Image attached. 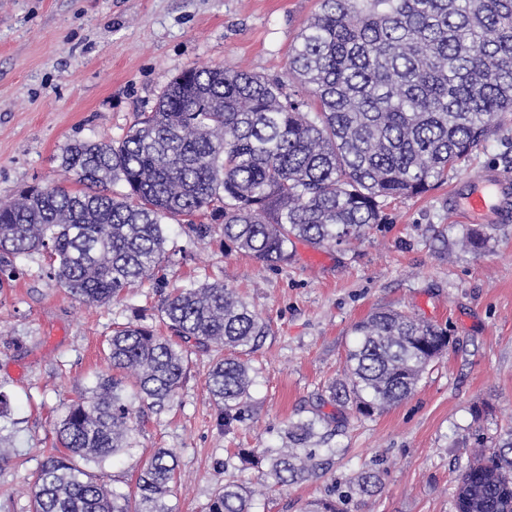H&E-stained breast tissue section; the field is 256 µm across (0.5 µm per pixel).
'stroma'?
Listing matches in <instances>:
<instances>
[{
	"mask_svg": "<svg viewBox=\"0 0 512 512\" xmlns=\"http://www.w3.org/2000/svg\"><path fill=\"white\" fill-rule=\"evenodd\" d=\"M317 9V0H0V204L34 184L77 190L62 177L63 149L121 140L184 68L229 64L296 88L288 52ZM481 170L512 177V112L447 181L386 201L384 223L351 244H296L281 267L236 251L222 225L198 238L171 219L163 282L88 306L58 287L46 255L16 258L13 285L0 291V390L11 399L0 420L9 450L0 512H30V488L58 446L55 425L107 375L102 348L113 330L136 319L158 325L172 289L214 281L267 324L257 349L242 355L253 383L240 420L224 424L206 385L210 358L193 354L174 399L135 415L130 451L95 466L108 489L128 492L164 448L180 473L173 512H205L233 481L255 490L253 512H303L346 496L362 473L376 474L380 488L349 500L347 512H456L474 432L493 444L512 434V220L475 254L462 245L467 224L448 211L449 191ZM378 308L446 327L452 347L408 399L311 439L319 467L306 480L279 486L264 467L239 470L237 449L285 447L290 422L333 413L327 387L343 376L350 329ZM482 405L491 413L478 422Z\"/></svg>",
	"mask_w": 512,
	"mask_h": 512,
	"instance_id": "stroma-1",
	"label": "stroma"
}]
</instances>
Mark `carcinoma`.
<instances>
[{
    "instance_id": "obj_1",
    "label": "carcinoma",
    "mask_w": 512,
    "mask_h": 512,
    "mask_svg": "<svg viewBox=\"0 0 512 512\" xmlns=\"http://www.w3.org/2000/svg\"><path fill=\"white\" fill-rule=\"evenodd\" d=\"M301 91L233 66L182 70L118 142L76 141L61 168L84 186H32L0 206V289L9 257L44 252L59 286L106 305L170 259L166 218L203 215L198 237L223 225L224 240L268 266L314 248L360 239L382 222L388 198L421 196L457 169L512 112V0H319L288 52ZM121 183L116 191L113 185ZM493 224L469 229L464 246L486 248ZM171 332L129 322L107 339L112 377L70 404L56 428L63 452L41 466L31 512H172V452L158 450L127 494L109 491L79 465L125 449L133 401L172 400L189 369L184 342L220 357L209 393L229 426L246 404L250 367L238 354L267 325L221 282L173 290L161 308ZM344 378L328 386L339 407L371 417L408 398L449 350L448 330L380 308L355 323ZM317 420L288 425L290 448L238 450L274 483L308 478L317 463L304 444ZM378 478L359 476L366 495ZM253 492L229 482L207 512H252ZM457 512H512V440L482 453L460 477Z\"/></svg>"
}]
</instances>
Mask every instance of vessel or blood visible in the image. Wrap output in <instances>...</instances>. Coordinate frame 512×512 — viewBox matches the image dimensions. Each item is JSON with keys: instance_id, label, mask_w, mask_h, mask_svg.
<instances>
[{"instance_id": "b4317fda", "label": "vessel or blood", "mask_w": 512, "mask_h": 512, "mask_svg": "<svg viewBox=\"0 0 512 512\" xmlns=\"http://www.w3.org/2000/svg\"><path fill=\"white\" fill-rule=\"evenodd\" d=\"M466 190L449 198L452 212L468 224H483L512 210V178L492 171L467 176Z\"/></svg>"}]
</instances>
